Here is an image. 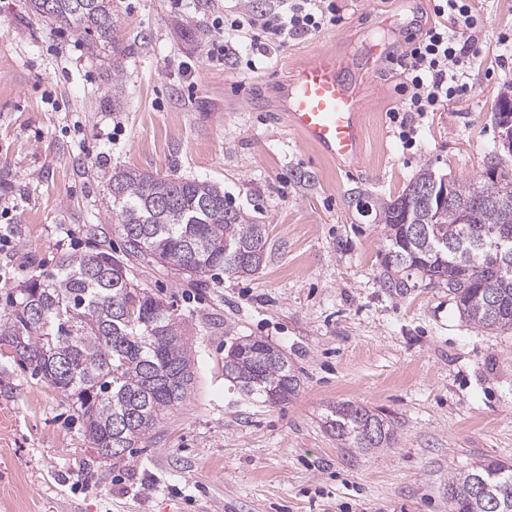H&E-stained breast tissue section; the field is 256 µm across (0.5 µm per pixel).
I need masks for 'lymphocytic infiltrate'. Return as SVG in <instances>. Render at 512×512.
<instances>
[{"label": "lymphocytic infiltrate", "instance_id": "lymphocytic-infiltrate-1", "mask_svg": "<svg viewBox=\"0 0 512 512\" xmlns=\"http://www.w3.org/2000/svg\"><path fill=\"white\" fill-rule=\"evenodd\" d=\"M433 23L409 37L392 63L405 75V99L392 111L418 116L437 111L444 103L470 96L469 73L482 56L473 36L479 24L471 0H433ZM335 0H277L269 11L253 14L235 11L216 17L218 36L206 49L208 59L236 68L255 69V56H268L289 39L310 35L334 24Z\"/></svg>", "mask_w": 512, "mask_h": 512}]
</instances>
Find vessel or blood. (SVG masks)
<instances>
[{"label": "vessel or blood", "instance_id": "1", "mask_svg": "<svg viewBox=\"0 0 512 512\" xmlns=\"http://www.w3.org/2000/svg\"><path fill=\"white\" fill-rule=\"evenodd\" d=\"M292 126L324 154L353 165L362 145L359 101L328 51L303 66L279 91Z\"/></svg>", "mask_w": 512, "mask_h": 512}]
</instances>
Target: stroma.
I'll return each instance as SVG.
<instances>
[{"label": "stroma", "mask_w": 512, "mask_h": 512, "mask_svg": "<svg viewBox=\"0 0 512 512\" xmlns=\"http://www.w3.org/2000/svg\"><path fill=\"white\" fill-rule=\"evenodd\" d=\"M269 4L112 0L127 49L115 61L28 0H0V301L70 254L122 253L107 191L119 167L213 182L262 218L270 242L248 278L187 281L134 263V283L182 315L196 383L124 457L99 459L77 410L0 357V512H450L451 475L512 463V332L462 322L443 288L385 294L374 280L382 227L349 203L361 190L397 196L426 167L480 176L496 94L512 83V68L487 66L512 31V0H474L485 58L474 92L412 118L411 146L390 119L405 77L388 58L432 22L430 0H336V24L252 71L206 58L217 11ZM379 41L387 55L370 60ZM320 49L347 67L361 104L350 173L279 103ZM246 336L290 357L301 380L291 402L256 403L225 381L224 352ZM345 401L392 416L393 444L358 453L327 432V410Z\"/></svg>", "instance_id": "obj_1"}]
</instances>
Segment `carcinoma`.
<instances>
[{"label": "carcinoma", "instance_id": "obj_1", "mask_svg": "<svg viewBox=\"0 0 512 512\" xmlns=\"http://www.w3.org/2000/svg\"><path fill=\"white\" fill-rule=\"evenodd\" d=\"M34 14L72 29L88 48H126L112 0H29ZM499 181L452 180L456 204L440 215L413 202L402 223L407 191L369 201L383 225L375 280L388 295L405 297L418 284L448 289L460 318L478 330H512V272L474 248L489 232L512 238V202L499 200L512 171L496 158ZM112 223L124 238L116 256L95 248L61 259L57 269L10 293L0 310V356L56 389L82 419L102 459L119 458L162 428L190 394L194 358L180 315L133 283L131 261L148 259L194 281L224 273L252 276L268 256L266 225L231 205L205 180L171 179L122 167L109 181ZM224 378L254 401H290L300 380L288 356L265 340L246 338L224 354ZM326 430L348 448H384L394 420L346 401L325 416ZM482 483L486 495L473 493ZM451 512H512V465L482 461L448 477Z\"/></svg>", "mask_w": 512, "mask_h": 512}]
</instances>
